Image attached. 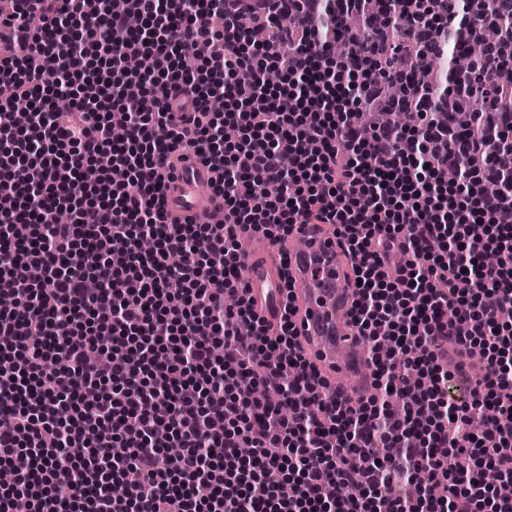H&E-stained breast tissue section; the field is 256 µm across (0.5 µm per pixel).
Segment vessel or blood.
Segmentation results:
<instances>
[{"mask_svg": "<svg viewBox=\"0 0 512 512\" xmlns=\"http://www.w3.org/2000/svg\"><path fill=\"white\" fill-rule=\"evenodd\" d=\"M214 172L188 156L165 181L164 215L194 213L201 201L219 206L213 189ZM303 248H281L262 235L250 234L248 295L255 317L270 333L280 328L286 294H293L299 342L337 395L348 400L373 393L368 356L351 324L355 282L350 262L322 225H303L298 233Z\"/></svg>", "mask_w": 512, "mask_h": 512, "instance_id": "vessel-or-blood-1", "label": "vessel or blood"}]
</instances>
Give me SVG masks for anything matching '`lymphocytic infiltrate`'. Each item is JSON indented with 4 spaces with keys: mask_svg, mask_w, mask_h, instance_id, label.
I'll list each match as a JSON object with an SVG mask.
<instances>
[{
    "mask_svg": "<svg viewBox=\"0 0 512 512\" xmlns=\"http://www.w3.org/2000/svg\"><path fill=\"white\" fill-rule=\"evenodd\" d=\"M122 2L0 0V294L17 299L0 310V464L21 480L0 512H512L488 479L512 480V0ZM443 13L484 43L452 99L464 139L426 122L430 79L389 88L447 56ZM368 110L403 122L365 126ZM184 149L215 172L222 223L166 222L158 159ZM303 224L333 226L359 280L375 391L354 404L291 321L268 335L241 278L245 232ZM447 340L482 353L467 389Z\"/></svg>",
    "mask_w": 512,
    "mask_h": 512,
    "instance_id": "obj_1",
    "label": "lymphocytic infiltrate"
}]
</instances>
